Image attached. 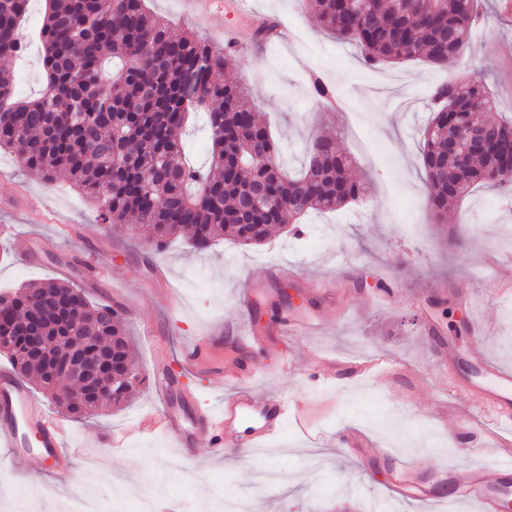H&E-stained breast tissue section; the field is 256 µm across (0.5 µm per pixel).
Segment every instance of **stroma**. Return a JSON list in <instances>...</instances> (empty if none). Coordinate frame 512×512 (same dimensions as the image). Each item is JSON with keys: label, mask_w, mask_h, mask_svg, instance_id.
Returning <instances> with one entry per match:
<instances>
[{"label": "stroma", "mask_w": 512, "mask_h": 512, "mask_svg": "<svg viewBox=\"0 0 512 512\" xmlns=\"http://www.w3.org/2000/svg\"><path fill=\"white\" fill-rule=\"evenodd\" d=\"M237 2L213 0L202 25L186 0H147V6L214 44L238 43L217 81L249 86L258 121L271 129L292 170L308 162L311 139L335 138L354 160L353 175L368 181L366 197L273 229L260 245L219 236L203 252L177 241L155 254L147 229L131 236L108 229L67 179L31 177L14 154L0 150V196L21 185L39 202L32 209L0 207V291L62 279L84 288L92 302L121 306L141 373L149 374L156 348H163L178 382L198 389L211 406L223 397L226 381L180 367L182 345L213 328L234 338L259 327L264 344L246 356L260 372L256 389L285 392L308 429L302 433L287 424L263 454L251 456L228 448L218 458L199 439L190 456L178 458L167 438L146 432L131 434L125 447H111L113 433L156 411L146 384L127 406H106L74 420L69 444L80 454L70 476L58 477L37 458L20 474L0 466V512H20L24 493L36 512H63L75 480L90 473L98 476L102 505H110L115 483L109 475L125 466L133 470L130 510L142 495L155 512H224L222 504H213L217 497L222 503L247 500L250 512H370L379 502L389 512H458L453 503L393 492L392 460L421 461L431 475L447 467L458 480L473 468L490 471L499 463L471 449L502 433V426L452 382L469 376L471 338L463 322L470 317L490 328L486 353L512 366V249L503 245L512 236V209L503 207L497 190L479 188L438 219L426 202L420 146L431 93L450 76L464 72L481 79L498 111L512 114V11L504 10L503 0H483L485 24L473 32L462 59L444 66L414 59L373 69L357 47L320 28L308 0H248L244 13ZM313 72L336 87L338 106L327 108L311 95ZM19 235L35 242L36 264L16 258ZM93 248L102 249L106 260L98 280L62 269V262ZM280 265L296 267L300 281L269 278L256 298L259 314H242L238 296L251 287L253 272ZM157 266L166 272L174 303L150 287ZM382 273L398 286L386 300L374 295ZM324 288L333 292V304L317 297ZM314 307L321 319L308 335H276L280 319ZM447 344L459 358L450 377L433 365ZM325 359L379 361L383 368L365 377L342 372L324 379L319 371ZM347 429L367 437L366 461L337 446V435Z\"/></svg>", "instance_id": "stroma-1"}]
</instances>
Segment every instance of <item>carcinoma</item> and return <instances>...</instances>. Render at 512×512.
<instances>
[{"instance_id": "1", "label": "carcinoma", "mask_w": 512, "mask_h": 512, "mask_svg": "<svg viewBox=\"0 0 512 512\" xmlns=\"http://www.w3.org/2000/svg\"><path fill=\"white\" fill-rule=\"evenodd\" d=\"M29 2L0 0V59L19 62L27 39L36 41L46 91L19 100L13 70L0 69V149L13 152L42 181L59 172L68 175L113 228H123L129 219L150 226L152 251L161 252L176 239L204 251L219 234L242 246L261 244L290 218L334 211L367 195V183L348 173L352 159L328 137L312 142L308 166L299 174L288 169L277 143L256 121L248 87L213 80L235 46L221 49L189 31H175L150 14L144 0H45L42 24L27 38L22 21ZM312 10L323 30L357 45L372 67L414 58L443 66L461 59L482 21L477 0H360L356 10L344 0H312ZM188 73L195 77L193 101L183 96ZM310 89L323 103L336 98L335 89L316 75ZM432 100L421 147L430 208L441 216L480 185L511 194L512 179L503 175L512 172V119L494 116L496 101L485 85L457 76L438 86ZM198 113L211 139L205 166L190 162L176 135ZM473 121L492 129L493 142L462 167L448 158V141ZM261 155L273 158V166L254 165ZM260 185L277 202L244 207L243 200ZM54 298L69 300L73 315L45 318L42 335L51 341L49 353L97 365L105 356L112 361L114 381L112 390L98 396L73 390L57 406L81 418L103 403L118 407L128 401L146 377L134 362L123 314L92 303L83 289L51 281L1 293L0 303L12 302L15 326L0 325V335H15ZM5 353L47 390L46 354L22 343Z\"/></svg>"}]
</instances>
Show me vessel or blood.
<instances>
[{"mask_svg":"<svg viewBox=\"0 0 512 512\" xmlns=\"http://www.w3.org/2000/svg\"><path fill=\"white\" fill-rule=\"evenodd\" d=\"M469 331L475 349L473 362L476 375L464 382L474 404L502 424L512 423V369L503 367L483 354L479 348L486 334L485 326L470 321ZM224 338L210 331L193 337L181 354L187 370L200 373L225 374L235 382L231 394L218 407L200 410L192 428H185L180 413L170 398V372L165 362L154 360L151 375L154 393L160 408L147 421L146 430L167 436L176 453L186 454L193 436L206 437L215 455L225 449L240 448L256 452L267 440L279 435L290 417L298 410L288 402L286 394L269 392L258 394L252 385L256 369H242L225 365ZM71 427L68 421L48 410L36 407V400L27 383L14 371L0 370V450L15 467L24 466L31 456L38 455L58 462L74 459L75 449L69 448ZM479 455L498 456L499 479L490 482L485 471L473 469L464 481L441 474V481L450 486L449 501L475 505L478 512H501L504 503L502 491L512 486V445L502 438L481 445ZM392 488L401 495H416L424 502L436 501V494L427 486L423 472L416 462H401L392 470Z\"/></svg>","mask_w":512,"mask_h":512,"instance_id":"1","label":"vessel or blood"}]
</instances>
